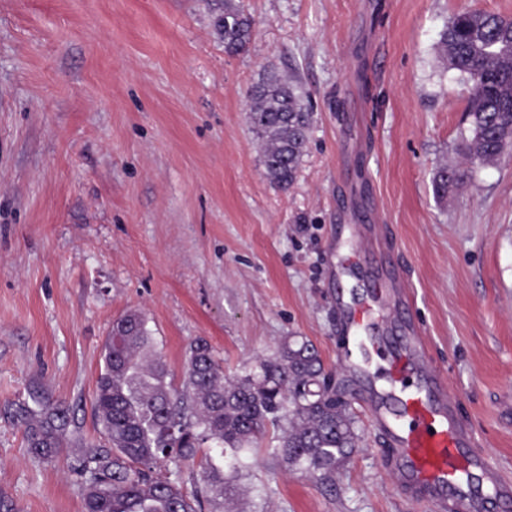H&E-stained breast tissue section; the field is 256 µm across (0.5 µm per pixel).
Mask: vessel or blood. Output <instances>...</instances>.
I'll return each mask as SVG.
<instances>
[{
	"instance_id": "obj_1",
	"label": "vessel or blood",
	"mask_w": 512,
	"mask_h": 512,
	"mask_svg": "<svg viewBox=\"0 0 512 512\" xmlns=\"http://www.w3.org/2000/svg\"><path fill=\"white\" fill-rule=\"evenodd\" d=\"M371 314V306L341 304L343 336L336 357L350 366L383 353L388 387L362 401L391 445L402 487L439 512H512V483L476 452L472 433L456 422L454 403L430 365L408 309L392 311L404 320L397 336L370 335Z\"/></svg>"
}]
</instances>
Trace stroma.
I'll list each match as a JSON object with an SVG mask.
<instances>
[{"label": "stroma", "mask_w": 512, "mask_h": 512, "mask_svg": "<svg viewBox=\"0 0 512 512\" xmlns=\"http://www.w3.org/2000/svg\"><path fill=\"white\" fill-rule=\"evenodd\" d=\"M246 53L221 0H0V500L82 512L74 448L113 320L138 310L174 379L207 339L224 372L302 336L336 370L358 446L325 481L260 455L224 512H434L396 482L336 359V290L410 311L477 449L512 483V158L437 194L467 95L441 35L512 0H245ZM310 95L308 150L288 190L263 174L248 92L267 63ZM69 407L67 447L34 459L8 404ZM213 25L229 55L245 52L255 32L254 19L241 0H224V10L214 17Z\"/></svg>", "instance_id": "35a3bbf8"}]
</instances>
